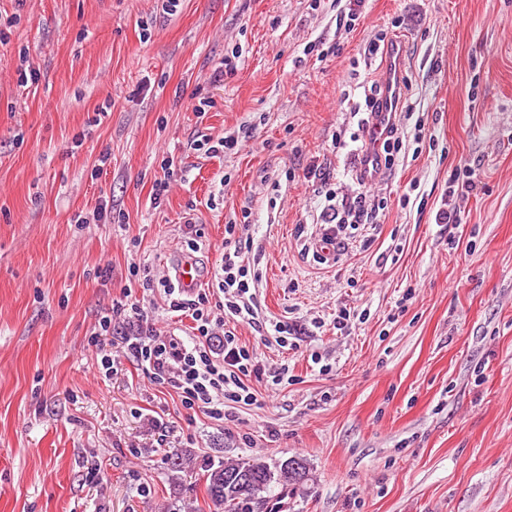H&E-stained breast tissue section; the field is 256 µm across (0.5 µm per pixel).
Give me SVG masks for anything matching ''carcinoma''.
<instances>
[{
	"label": "carcinoma",
	"mask_w": 512,
	"mask_h": 512,
	"mask_svg": "<svg viewBox=\"0 0 512 512\" xmlns=\"http://www.w3.org/2000/svg\"><path fill=\"white\" fill-rule=\"evenodd\" d=\"M206 495L214 512H254L272 489L293 490L309 481L310 468L301 456L268 463L258 457L207 465Z\"/></svg>",
	"instance_id": "obj_1"
}]
</instances>
